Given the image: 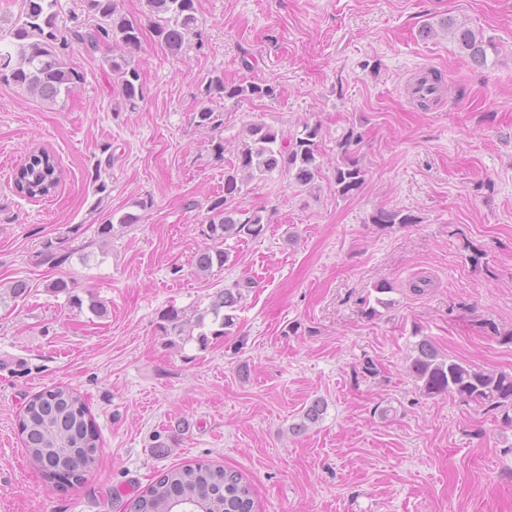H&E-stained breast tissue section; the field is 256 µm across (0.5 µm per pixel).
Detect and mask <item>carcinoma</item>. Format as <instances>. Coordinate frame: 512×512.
Wrapping results in <instances>:
<instances>
[{"instance_id": "carcinoma-1", "label": "carcinoma", "mask_w": 512, "mask_h": 512, "mask_svg": "<svg viewBox=\"0 0 512 512\" xmlns=\"http://www.w3.org/2000/svg\"><path fill=\"white\" fill-rule=\"evenodd\" d=\"M87 24L67 25L57 10L58 0H23L19 24L0 34V81L11 82L43 102L54 103L70 96L80 75L64 61L74 47L97 51L107 49L106 62L116 76L125 100L142 98L140 73L132 53L141 42V28L121 11L119 0H83ZM154 16L155 36L173 57L184 53L196 32V0H147ZM457 43L468 64L485 68L499 53L498 44L449 17L441 20ZM275 95V86L265 81L249 84L230 82L224 76L209 78L202 90V106L196 112L197 126L215 136L211 147L215 157L224 159L222 113L214 108L220 99L264 98ZM321 127L304 124L302 129L284 135L262 122L249 124L238 138L230 167L224 171V194L210 201L203 235L211 244L195 256L198 272L208 274L230 261L224 243L232 237H259L265 230L264 216L256 211L243 218L233 207L247 181L274 172L286 176L289 184L303 190L313 187L321 174L318 143ZM361 136L354 131L336 142L334 169L336 193L350 197L363 186L365 168L352 156L351 146ZM64 171L54 153L46 148L32 149L13 175L15 190L31 199L46 198L56 192ZM374 224H415L418 219L401 210L380 207L371 215ZM234 284L218 293L195 320L172 308L162 316V335L177 347L192 339L205 347L209 337L231 334L234 312L242 298ZM418 354L410 366L414 377L429 395L453 393L485 410L512 407V373L484 372L466 362L445 357L426 340L418 343ZM324 406L309 405L302 420L289 427L301 434L319 421ZM23 443L32 461L53 478L61 473L79 483L95 463L100 433L95 418L81 394L66 386H52L33 395L19 417ZM127 512H257L249 484L241 474L205 462L172 466L159 473L145 490L130 498Z\"/></svg>"}]
</instances>
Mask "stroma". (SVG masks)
<instances>
[{
  "label": "stroma",
  "mask_w": 512,
  "mask_h": 512,
  "mask_svg": "<svg viewBox=\"0 0 512 512\" xmlns=\"http://www.w3.org/2000/svg\"><path fill=\"white\" fill-rule=\"evenodd\" d=\"M196 7L199 34L175 58L145 0H121L142 28L136 104L102 52L80 47L66 59L81 80L55 104L0 82V512H124L157 471L185 461L238 471L258 512H512V419L427 395L410 371L426 339L475 369L512 373V0ZM448 16L495 39L487 68L468 65L446 32L421 36ZM423 66L444 89L428 110L406 94ZM217 73L276 89L218 103L226 141L255 121L291 133L317 124L323 168L305 191L277 173L248 182L234 206L261 212L266 231L227 240L230 262L204 275L194 257L224 164L194 116ZM350 131L367 174L342 198L336 142ZM35 147L65 173L44 200L12 181ZM106 154L111 168L96 171ZM98 176L110 195L94 196ZM381 206L419 221L372 223ZM134 210L137 224L98 242V225ZM52 245L70 251L66 264L48 261ZM59 278L74 281L72 295L48 292ZM18 279L28 296L8 298ZM238 282L230 336L168 345L166 310L204 309ZM57 383L87 397L101 435L79 483L44 478L18 433L23 404ZM317 399L322 418L290 434ZM158 434L173 435L171 447H154Z\"/></svg>",
  "instance_id": "stroma-1"
}]
</instances>
